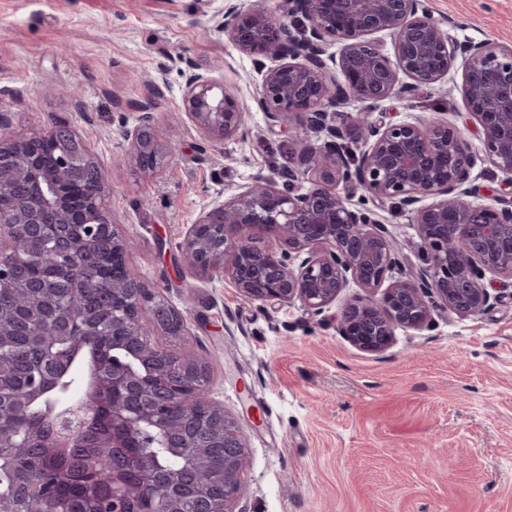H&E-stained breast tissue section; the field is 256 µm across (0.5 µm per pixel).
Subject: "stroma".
<instances>
[{
	"label": "stroma",
	"mask_w": 512,
	"mask_h": 512,
	"mask_svg": "<svg viewBox=\"0 0 512 512\" xmlns=\"http://www.w3.org/2000/svg\"><path fill=\"white\" fill-rule=\"evenodd\" d=\"M452 39L512 45V0H425ZM224 0H0V113L25 136L71 124L99 165L104 206L129 243L136 276L186 311L187 340L210 366L213 395L233 415L249 453L240 512H512V291L485 313L398 329L380 356L339 334L332 313L240 301L228 280L193 279L178 244L201 211L258 175L293 167L299 124L269 127L246 114L242 141L210 143L186 118L176 58L252 98L263 62L216 32ZM165 78L154 111L173 151L148 178L124 161L129 102ZM438 117L477 153L473 185L502 193L505 176L480 154L466 115L462 66L432 89L371 109L374 123ZM388 220L406 267L423 264L407 213Z\"/></svg>",
	"instance_id": "35a3bbf8"
}]
</instances>
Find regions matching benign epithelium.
Returning <instances> with one entry per match:
<instances>
[{"mask_svg": "<svg viewBox=\"0 0 512 512\" xmlns=\"http://www.w3.org/2000/svg\"><path fill=\"white\" fill-rule=\"evenodd\" d=\"M215 30L242 53L271 61L253 102L272 126L299 122L304 138L288 177L258 175L188 227L178 248L192 277H226L247 303L297 304L311 315L331 308L353 284L364 295L341 306L337 329L376 355L399 328L429 329L438 314L476 316L500 301L491 284L512 281V197L501 195L493 205L470 200L476 156L457 128L430 117L383 124L363 139L370 113H347L337 125L328 109L411 97L447 77L460 56L462 92L482 130L484 159L512 185V48L451 39L422 0H282L278 17L227 0ZM378 34L391 37L393 54ZM180 74L184 112L197 130L215 143L246 138L249 105L224 83L223 72L187 63ZM161 96V86L151 83L144 99L130 103L139 124L122 130L127 161L147 175L171 151L151 128ZM10 126L11 117L0 113V194L13 200L9 211L0 210V289L22 290L28 305L23 321L0 311V424L22 417L48 383L44 373H17L5 357L13 336L110 337L122 349L140 346L156 360L157 376L177 358V388L149 385L126 363L95 364L86 393L60 409L51 434L18 432L13 445L50 456L58 437L81 441L109 407L112 434H95L93 447L112 449L109 487L119 502L154 482L152 457L126 453L149 447L144 427L179 445L182 433L206 424L224 447V493L219 499L207 486L193 487L197 512H235L247 458L238 421L210 398L204 358L161 347L145 329L180 338L188 334L187 314L133 273L120 225L103 206L98 165L75 130L55 122L14 137ZM354 185L372 202L410 214L425 265L406 268L387 225L350 203ZM426 198L432 202L424 205ZM39 258L49 275L35 280L30 269ZM61 287L93 291L96 311L61 298Z\"/></svg>", "mask_w": 512, "mask_h": 512, "instance_id": "obj_1", "label": "benign epithelium"}]
</instances>
